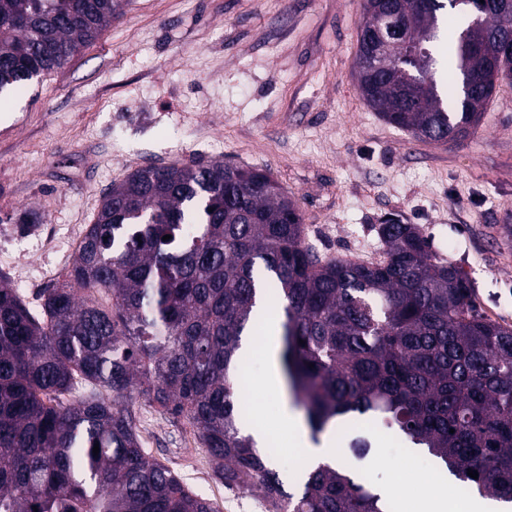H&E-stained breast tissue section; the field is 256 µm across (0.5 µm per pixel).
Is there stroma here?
I'll use <instances>...</instances> for the list:
<instances>
[{"instance_id":"1","label":"stroma","mask_w":512,"mask_h":512,"mask_svg":"<svg viewBox=\"0 0 512 512\" xmlns=\"http://www.w3.org/2000/svg\"><path fill=\"white\" fill-rule=\"evenodd\" d=\"M362 0H132L63 67L0 106V280L37 264L24 295L36 304L61 284L67 232L87 225L112 183L148 166L221 159L267 171L302 213L321 259L370 254L375 226L397 215L418 225L442 260L461 266L480 313L512 326V82L497 88L475 133L455 144L413 137L363 101L353 76ZM37 224L20 223L24 212ZM54 236L57 248L40 242ZM250 430L292 448L279 420L287 393L267 394L270 367L247 355ZM147 454L222 512H266L215 474L185 419L134 404ZM338 462L399 512H418L435 470L425 451L374 421L330 431ZM371 448L354 456L353 439Z\"/></svg>"}]
</instances>
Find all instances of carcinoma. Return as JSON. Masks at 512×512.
<instances>
[{"label": "carcinoma", "instance_id": "cac0c4a2", "mask_svg": "<svg viewBox=\"0 0 512 512\" xmlns=\"http://www.w3.org/2000/svg\"><path fill=\"white\" fill-rule=\"evenodd\" d=\"M398 2L401 41L428 67L393 47L364 66L368 34L389 20L364 0L360 93L414 137L465 139L512 81V0H423L418 14ZM129 3L0 0V93L62 67ZM377 233L383 261L323 263L269 173L218 160L112 184L61 285L32 307L0 283V512H218L146 455L137 398L185 418L217 476L268 512H391L340 466L286 490L271 452L242 433L243 339L268 303L313 440L340 417L368 416L427 449L466 492L512 503V329L478 313L463 269L417 225L392 216Z\"/></svg>", "mask_w": 512, "mask_h": 512}]
</instances>
